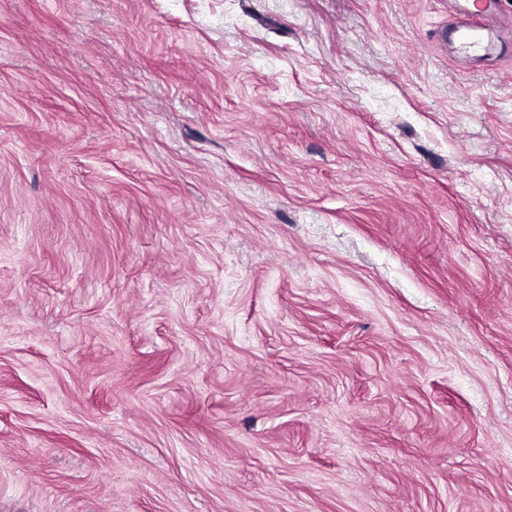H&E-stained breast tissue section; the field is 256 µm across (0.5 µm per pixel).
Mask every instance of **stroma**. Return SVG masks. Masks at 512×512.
<instances>
[{"mask_svg": "<svg viewBox=\"0 0 512 512\" xmlns=\"http://www.w3.org/2000/svg\"><path fill=\"white\" fill-rule=\"evenodd\" d=\"M450 0H0V512H512V56ZM502 0L482 1L463 7L457 18L439 32L445 43H453L467 57L493 60L511 51L512 23L505 21Z\"/></svg>", "mask_w": 512, "mask_h": 512, "instance_id": "stroma-1", "label": "stroma"}]
</instances>
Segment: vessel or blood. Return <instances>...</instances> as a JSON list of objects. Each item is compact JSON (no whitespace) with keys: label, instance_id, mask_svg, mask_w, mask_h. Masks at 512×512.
Segmentation results:
<instances>
[{"label":"vessel or blood","instance_id":"vessel-or-blood-1","mask_svg":"<svg viewBox=\"0 0 512 512\" xmlns=\"http://www.w3.org/2000/svg\"><path fill=\"white\" fill-rule=\"evenodd\" d=\"M501 3L481 0L479 5L463 8L440 31V39L474 59L493 60L512 52V23L506 22Z\"/></svg>","mask_w":512,"mask_h":512}]
</instances>
